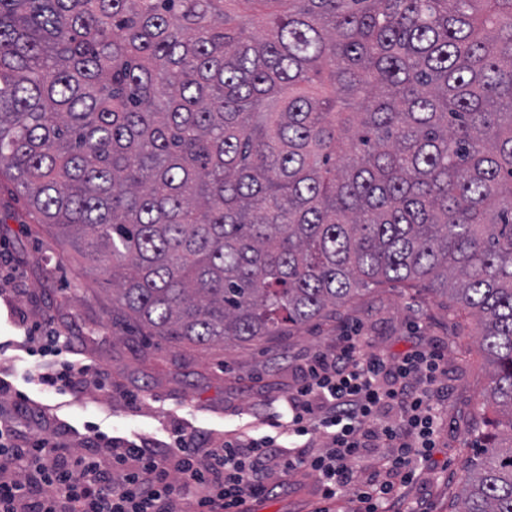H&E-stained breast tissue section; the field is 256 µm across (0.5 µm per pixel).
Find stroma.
Returning <instances> with one entry per match:
<instances>
[{
  "mask_svg": "<svg viewBox=\"0 0 512 512\" xmlns=\"http://www.w3.org/2000/svg\"><path fill=\"white\" fill-rule=\"evenodd\" d=\"M0 272L21 288L0 310V412L13 411L16 393L54 406L42 434L75 440L89 423L111 437L146 440L165 449L175 428L212 439L222 431L270 421L300 377L303 357L333 350L338 336L357 331L363 351L395 357L416 338L437 346L447 360L443 379L448 425L417 483L405 489L419 512H454L476 459L475 430L485 415L482 394L490 367L481 350L477 320L453 318L448 299L421 288L392 283L370 287L336 313L255 344L202 350L113 328L103 292L105 276L60 258L51 235L31 218L23 196L0 177ZM42 324L66 344L59 355L36 359L22 346L24 325ZM64 365L88 361L106 370L102 391L56 395L29 383L36 362ZM137 398L128 404L127 395ZM317 478L302 472L275 489L259 512H314Z\"/></svg>",
  "mask_w": 512,
  "mask_h": 512,
  "instance_id": "1",
  "label": "stroma"
}]
</instances>
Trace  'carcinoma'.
I'll use <instances>...</instances> for the list:
<instances>
[{"label": "carcinoma", "mask_w": 512, "mask_h": 512, "mask_svg": "<svg viewBox=\"0 0 512 512\" xmlns=\"http://www.w3.org/2000/svg\"><path fill=\"white\" fill-rule=\"evenodd\" d=\"M0 173L112 326L207 350L371 285L477 318L512 512V0H0Z\"/></svg>", "instance_id": "cac0c4a2"}]
</instances>
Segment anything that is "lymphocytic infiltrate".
Returning a JSON list of instances; mask_svg holds the SVG:
<instances>
[{
	"label": "lymphocytic infiltrate",
	"mask_w": 512,
	"mask_h": 512,
	"mask_svg": "<svg viewBox=\"0 0 512 512\" xmlns=\"http://www.w3.org/2000/svg\"><path fill=\"white\" fill-rule=\"evenodd\" d=\"M444 354L435 348L397 360L363 352L352 335L307 358L299 384L284 396L291 446L255 430H233L200 447L178 429L168 449L104 438L90 424L88 447L31 436L0 416V512H235L267 495L272 480L315 473L333 501L356 485L354 512H390L417 480L445 421L439 408Z\"/></svg>",
	"instance_id": "obj_1"
}]
</instances>
